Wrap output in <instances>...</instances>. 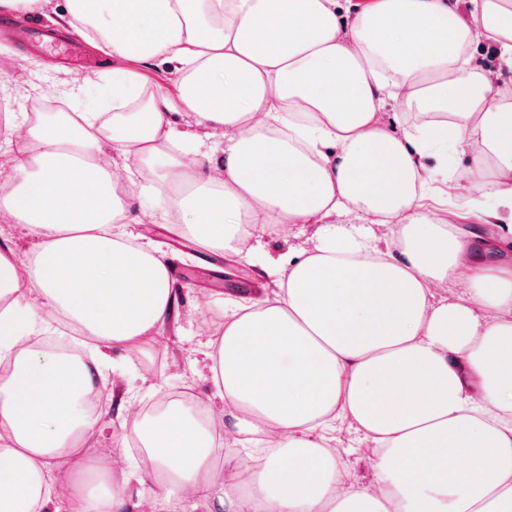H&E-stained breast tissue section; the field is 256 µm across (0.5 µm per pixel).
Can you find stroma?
Returning a JSON list of instances; mask_svg holds the SVG:
<instances>
[{"mask_svg":"<svg viewBox=\"0 0 512 512\" xmlns=\"http://www.w3.org/2000/svg\"><path fill=\"white\" fill-rule=\"evenodd\" d=\"M26 57L27 69L21 74L15 58L0 53V82L10 76L18 79L9 96L0 97V110L29 112L38 103L60 107L65 91L78 79L82 82L78 92L82 107L95 112L108 111L109 86L99 82L97 71L71 69L36 51L27 52ZM151 207L150 199H136V210L152 215L137 230L158 243L174 265L173 317L154 347L137 363H130L123 350L113 351L107 379L100 387L106 425L96 429L84 444L85 450L94 454L119 451L136 456L141 452L138 443L131 439L121 448L114 444L115 436L125 431V409L119 403L117 390L135 387L146 406L156 402L154 390L158 387L208 399L211 387L201 354L206 321L221 318L225 305L262 298L275 288L266 268L258 264L229 256L217 261L191 240L185 248L175 249V241L181 240L180 233L167 224L162 214L152 213Z\"/></svg>","mask_w":512,"mask_h":512,"instance_id":"stroma-1","label":"stroma"}]
</instances>
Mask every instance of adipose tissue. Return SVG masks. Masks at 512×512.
I'll return each mask as SVG.
<instances>
[{
  "mask_svg": "<svg viewBox=\"0 0 512 512\" xmlns=\"http://www.w3.org/2000/svg\"><path fill=\"white\" fill-rule=\"evenodd\" d=\"M63 21L105 56L112 111L0 122V219L33 241L0 253V512H512V86L470 55L492 39L512 71V0H66ZM155 63L173 90L144 91ZM450 145L468 191L439 213ZM144 192L249 260L316 231L208 340L214 425L128 388L141 456L90 455L109 350L139 357L171 318L166 253L126 229ZM52 320L83 359L41 354ZM228 438L248 462L217 466ZM315 225H305L302 232H297L295 237L283 239L276 235H267L265 237L266 249L274 257L281 256L284 259L295 258L299 255L297 247L302 245L305 240L314 232ZM330 437V445L343 456L356 476L364 481H370L373 475L372 464L358 455H346V451L353 445L352 436L346 431H337Z\"/></svg>",
  "mask_w": 512,
  "mask_h": 512,
  "instance_id": "ef3b65f1",
  "label": "adipose tissue"
}]
</instances>
